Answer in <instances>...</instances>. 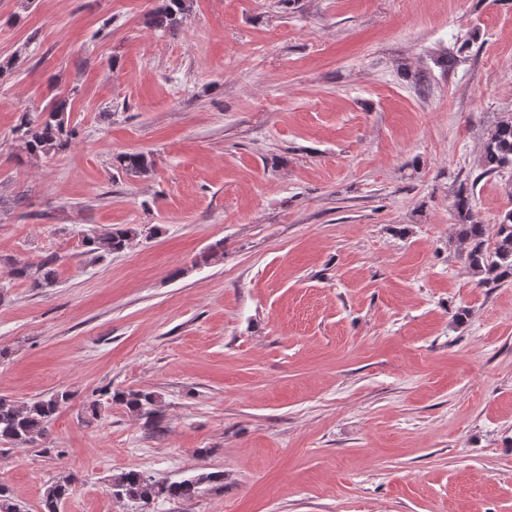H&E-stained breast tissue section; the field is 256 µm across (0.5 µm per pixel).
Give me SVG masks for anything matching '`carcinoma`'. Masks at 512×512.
<instances>
[{
  "label": "carcinoma",
  "mask_w": 512,
  "mask_h": 512,
  "mask_svg": "<svg viewBox=\"0 0 512 512\" xmlns=\"http://www.w3.org/2000/svg\"><path fill=\"white\" fill-rule=\"evenodd\" d=\"M192 0H162L151 13L149 22L156 29L169 30L179 26L190 11ZM14 132L21 142V150L30 160L56 155L70 150L78 137L76 127L70 125L67 101L56 100L50 109L37 115L27 112L20 117ZM483 174H494L512 168V117L501 120L488 133L482 146ZM154 161L144 152L117 155L113 167L126 174L144 175L153 168ZM458 217V235L466 248L470 270L478 276V285L497 288L512 282V210L500 215L496 231L489 234L486 225L474 220L470 194L462 189L454 202ZM138 234L131 227H115L104 233L87 235L82 240L84 253L92 260H101L123 252ZM59 258L44 253L34 261H16L5 271L10 282H31L35 288L53 286L58 279ZM128 411L140 416L153 415L158 402L154 392L129 390L113 395ZM71 399L67 391L44 394L26 403H12L0 398V443L14 447L40 448L50 456L61 455L57 448H45L43 442L56 413ZM221 480V475L201 473L180 481L157 483L138 470H128L113 478L109 489L119 499L147 503L156 498L192 499L201 486ZM70 476L60 477L47 487L42 512H57L59 503L69 495Z\"/></svg>",
  "instance_id": "cac0c4a2"
}]
</instances>
